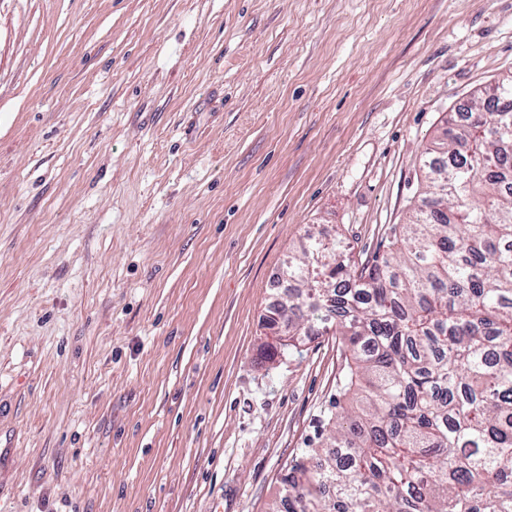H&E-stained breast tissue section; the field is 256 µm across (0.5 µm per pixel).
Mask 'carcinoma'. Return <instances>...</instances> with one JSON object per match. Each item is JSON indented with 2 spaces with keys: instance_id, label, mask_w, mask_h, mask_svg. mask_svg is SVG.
<instances>
[{
  "instance_id": "carcinoma-1",
  "label": "carcinoma",
  "mask_w": 512,
  "mask_h": 512,
  "mask_svg": "<svg viewBox=\"0 0 512 512\" xmlns=\"http://www.w3.org/2000/svg\"><path fill=\"white\" fill-rule=\"evenodd\" d=\"M422 169L388 251L311 235L284 267L268 359L332 336L344 364L322 449L271 512H512V78Z\"/></svg>"
}]
</instances>
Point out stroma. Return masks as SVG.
<instances>
[{
    "label": "stroma",
    "instance_id": "1",
    "mask_svg": "<svg viewBox=\"0 0 512 512\" xmlns=\"http://www.w3.org/2000/svg\"><path fill=\"white\" fill-rule=\"evenodd\" d=\"M511 75L512 0H0V512H270L342 368L272 278Z\"/></svg>",
    "mask_w": 512,
    "mask_h": 512
}]
</instances>
